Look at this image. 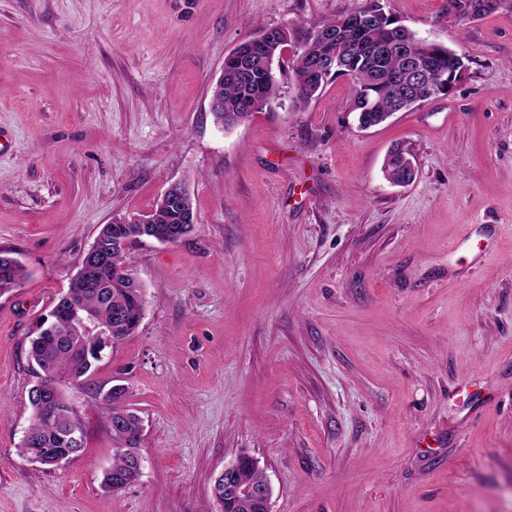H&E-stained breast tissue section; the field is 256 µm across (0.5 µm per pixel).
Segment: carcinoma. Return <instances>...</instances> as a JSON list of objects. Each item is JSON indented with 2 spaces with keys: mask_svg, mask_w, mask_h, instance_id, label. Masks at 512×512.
I'll use <instances>...</instances> for the list:
<instances>
[{
  "mask_svg": "<svg viewBox=\"0 0 512 512\" xmlns=\"http://www.w3.org/2000/svg\"><path fill=\"white\" fill-rule=\"evenodd\" d=\"M476 0H446L448 15L458 20L471 19L470 10ZM382 7L378 0H365L349 12L331 19L322 27L337 29L351 20L356 14L379 12ZM376 24L364 35V49L355 52H336V67L325 77L316 80L306 79L308 62L328 52L326 47L313 32L295 36L299 52L291 66L290 80L292 89L298 91L296 103H309L334 77H347L354 87V94L349 111L356 114L358 123L384 122L385 112H399L401 106L392 84L385 77L400 72L404 57H429L437 68L448 72V68H461L463 57L442 44L420 39L407 28L398 26L391 16L383 14L375 17ZM399 40L404 54L378 55L372 48ZM281 94V85L271 72L255 73L251 79H245L238 69V64L230 57L224 58V84L219 97L224 103V110L215 113V117L224 127L232 126L233 115L237 114L242 98L249 96L257 109L267 106ZM154 222L160 226L187 225L194 217L191 195L184 198L182 207H153ZM128 253L112 254V263L108 264L95 291L83 295L77 300L78 307L85 313L81 320L69 315H57L48 321L53 332L39 336L29 343L27 357L31 364L44 373L43 380L54 381L65 378L80 382L98 362L92 350L93 334L97 331L114 328L112 342L116 343L131 335L139 326L144 315L145 298L143 286L129 274ZM25 270L19 263L13 265L8 273L0 272V291L16 287L23 279ZM122 397H112V411L106 417V425L111 429L114 445L112 463L103 472L102 482L107 479L123 478L132 469V452L138 450L137 436L141 425L139 416L122 406ZM31 422L27 433L37 439L30 444L21 441L18 452L28 458L38 455L43 459L42 465L52 468L57 458L64 453L59 435L66 429L67 423H58L44 415V407L37 402H30ZM242 476L259 485L264 473L253 465L252 461L242 456L237 462ZM218 503L220 512H259L258 508L247 504L235 496L221 493Z\"/></svg>",
  "mask_w": 512,
  "mask_h": 512,
  "instance_id": "carcinoma-1",
  "label": "carcinoma"
}]
</instances>
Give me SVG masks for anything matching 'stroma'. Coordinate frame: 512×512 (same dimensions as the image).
I'll return each mask as SVG.
<instances>
[{
  "instance_id": "35a3bbf8",
  "label": "stroma",
  "mask_w": 512,
  "mask_h": 512,
  "mask_svg": "<svg viewBox=\"0 0 512 512\" xmlns=\"http://www.w3.org/2000/svg\"><path fill=\"white\" fill-rule=\"evenodd\" d=\"M357 3L0 0V248L26 270L0 293V512H219L213 479L243 452L272 512H512V0L461 22L380 0L465 69L371 129L343 77L301 108L283 84L229 129L209 107L257 26L304 33ZM400 143L404 186L382 172ZM176 181L193 231L131 250L138 329L61 386L83 452L28 462L29 331L100 227ZM117 378L143 466L112 494Z\"/></svg>"
}]
</instances>
